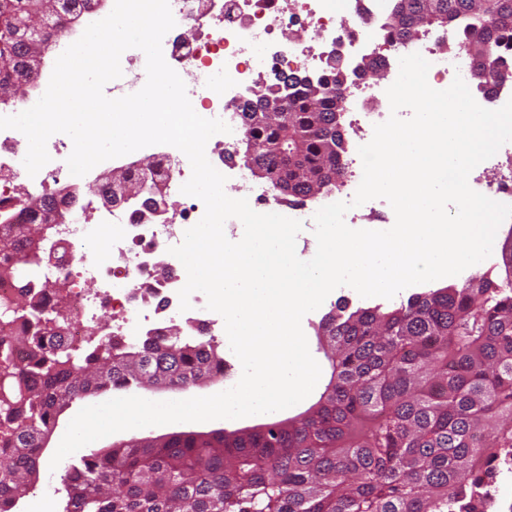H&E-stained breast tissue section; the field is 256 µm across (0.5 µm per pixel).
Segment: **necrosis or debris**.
Masks as SVG:
<instances>
[{
	"mask_svg": "<svg viewBox=\"0 0 512 512\" xmlns=\"http://www.w3.org/2000/svg\"><path fill=\"white\" fill-rule=\"evenodd\" d=\"M169 4L173 17L193 27L196 35L188 39L169 31L162 41L164 59L184 81L195 112L208 119H221L230 127L229 132L209 140L215 155L212 165L219 171L224 168L223 153L233 149V135L242 129L233 102L247 100L258 84L277 83L287 74L320 75L332 50L342 52L346 71L352 76L357 63L368 55L386 66L382 84L353 76L344 100L346 111L355 116L354 127L362 129L368 140L373 137L374 126L389 117L373 103L385 97L387 82L396 80L400 57L421 54L430 64L432 86L437 90L447 89L456 74L469 66L459 58L437 57L429 35L405 41L391 38L384 22L392 0H169ZM298 25L308 31V44L277 42V33ZM27 148L21 132L0 130V200L17 202L8 174L23 170ZM72 149L71 139L50 137V160L36 176L28 178L29 187L59 198L62 185L77 184V176L70 173L66 163ZM154 161L158 171L145 176L144 181L163 194L176 195V207L150 220L138 219L130 206L112 208L105 219L109 233L102 251L86 231L87 221L98 211L94 200L78 202V221L51 227L57 250L45 253L35 272L65 283L63 294L73 311L65 330L69 347L91 342L92 321L99 308L111 313L109 334L114 341L127 344L142 334L166 335V321L136 304L131 290L136 282L150 286L172 313L196 323L198 335L214 341L224 338L225 327L212 317L203 293H193L190 309L181 310L178 292L187 281V273L168 253L205 212L200 199L180 191L191 176L190 162L175 148L155 152ZM89 280L98 281L100 291L89 292L85 287Z\"/></svg>",
	"mask_w": 512,
	"mask_h": 512,
	"instance_id": "1",
	"label": "necrosis or debris"
}]
</instances>
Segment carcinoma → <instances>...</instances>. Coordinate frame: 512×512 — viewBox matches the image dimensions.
Instances as JSON below:
<instances>
[{
    "label": "carcinoma",
    "instance_id": "cac0c4a2",
    "mask_svg": "<svg viewBox=\"0 0 512 512\" xmlns=\"http://www.w3.org/2000/svg\"><path fill=\"white\" fill-rule=\"evenodd\" d=\"M34 0H0V80L25 73L20 25ZM98 0H61L54 33ZM386 26L399 38L422 26L458 23V45L487 47L496 64L512 35V0H393ZM345 67L318 78L286 75L260 91L286 98L288 112L255 122L242 107L249 168L275 179L298 202L328 172L344 175L338 134ZM29 207L0 213L8 232L42 224ZM0 256V276H15L24 306L0 311V512H9L39 470L43 442L74 399L140 385L147 375L185 388L224 374L209 341L181 334L146 337L116 350L112 337L73 350L59 316L39 308L23 266L40 253L17 240ZM23 320L29 327L12 329ZM332 375L313 414L288 428L270 422L241 437L175 435L160 448L121 443L93 450L68 467L65 512H484L479 490L512 455V254L505 279L475 275L460 288L416 294L400 306L348 310L322 319Z\"/></svg>",
    "mask_w": 512,
    "mask_h": 512
}]
</instances>
